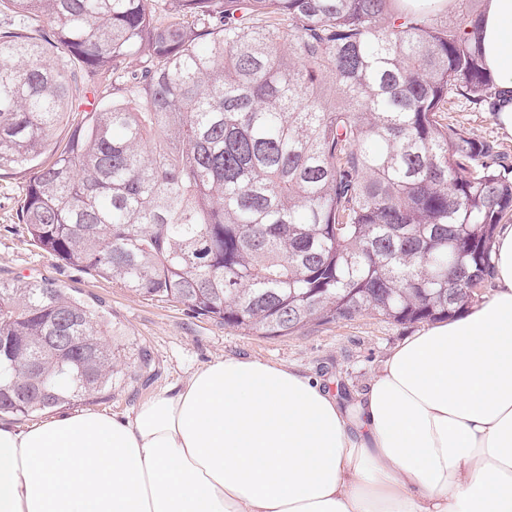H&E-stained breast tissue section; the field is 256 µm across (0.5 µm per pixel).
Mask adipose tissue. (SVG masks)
<instances>
[{"label": "adipose tissue", "mask_w": 512, "mask_h": 512, "mask_svg": "<svg viewBox=\"0 0 512 512\" xmlns=\"http://www.w3.org/2000/svg\"><path fill=\"white\" fill-rule=\"evenodd\" d=\"M480 38L512 135V0ZM494 250L493 296L396 347L350 408L227 357L122 419L0 423V512H512V224Z\"/></svg>", "instance_id": "obj_1"}]
</instances>
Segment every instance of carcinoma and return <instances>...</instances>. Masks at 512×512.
Instances as JSON below:
<instances>
[{
    "label": "carcinoma",
    "instance_id": "cac0c4a2",
    "mask_svg": "<svg viewBox=\"0 0 512 512\" xmlns=\"http://www.w3.org/2000/svg\"><path fill=\"white\" fill-rule=\"evenodd\" d=\"M0 0V170L47 255L261 336L465 312L512 219V167L440 122L495 95L484 0ZM142 58L130 70L126 61ZM112 87L82 105L78 71ZM106 313L0 283V414L110 396Z\"/></svg>",
    "mask_w": 512,
    "mask_h": 512
}]
</instances>
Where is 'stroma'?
<instances>
[{"mask_svg": "<svg viewBox=\"0 0 512 512\" xmlns=\"http://www.w3.org/2000/svg\"><path fill=\"white\" fill-rule=\"evenodd\" d=\"M448 107V121L493 142L512 158V136L501 132L487 105L473 104L452 93ZM29 177V171L22 168L0 172V282L55 280L110 313L116 328L114 343L126 371H133L144 350L150 352L156 369L149 383L129 379L113 385L110 398L77 403L74 412L125 417L169 385L224 357L294 366L329 388H344L352 397L367 386L395 347L422 329L418 323L398 324L364 314L310 325L289 336H248L194 315L181 304L134 295L31 244L25 224L19 220L21 188Z\"/></svg>", "mask_w": 512, "mask_h": 512, "instance_id": "35a3bbf8", "label": "stroma"}]
</instances>
